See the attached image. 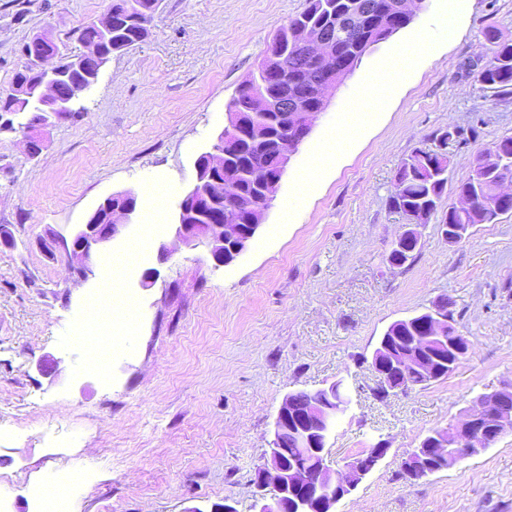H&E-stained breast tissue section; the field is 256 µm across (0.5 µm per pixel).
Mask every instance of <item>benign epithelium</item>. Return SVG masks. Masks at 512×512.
Listing matches in <instances>:
<instances>
[{
	"mask_svg": "<svg viewBox=\"0 0 512 512\" xmlns=\"http://www.w3.org/2000/svg\"><path fill=\"white\" fill-rule=\"evenodd\" d=\"M51 41L46 33L33 36L24 53V62L32 61L42 75L39 85L38 102L47 115L56 117L69 111L68 103L56 97V79L59 63L54 61L56 55L39 53L36 47ZM291 43L295 56L308 62L301 69L302 79L311 85V91L319 102V109H312L309 98L299 95L285 103L283 110L289 122L285 126L286 138L280 141L279 151L273 163L274 174L268 177L262 194L250 200L227 195L233 185L230 178L224 184L218 183L203 187L201 179H196L192 189L180 202L177 213L176 236L184 244L196 246L205 244L212 259L218 265H229L237 260L248 248L262 226L265 213L274 199L286 166L299 147L309 136L313 119L324 111L327 100L326 92L334 87L338 79L347 72L336 68L335 53L332 49L333 38L318 29L298 27L291 31ZM288 54V46L278 38H272L265 55L271 62L268 74L272 81L288 78L285 68L278 62ZM244 125L238 114H228L227 130L217 138L210 150L202 153L211 165L221 166L232 141L228 131ZM51 126L49 118H43L35 127H24L25 150L30 159L40 153L44 135ZM224 201V222L218 224H188L184 216L188 213L201 214L205 208L219 201ZM252 211L251 223H235L236 215L241 209ZM135 209L128 206L113 205L110 223H96V215L72 233L70 238L62 239L65 252L70 256L71 270L78 278L85 280L91 273L94 257L110 244L124 228L129 226L130 216ZM421 246L417 231L410 228L404 231L394 247L415 255ZM418 325V335L409 337L411 344L426 348L435 343L448 346V360L461 352L469 342L448 323V317L438 311L425 312L404 319ZM389 350V336H381L372 358V368L377 374L378 387L390 393L404 387L393 386L390 373L395 370L411 368L419 371L430 381L443 376V369L435 367L425 360L384 358ZM303 411L295 414L293 408L297 403V393L284 397L273 422L272 439L264 463L258 467L255 487L259 493L260 508L258 512H336V504L350 495L363 479L386 456L388 448L378 443L362 454L347 462L339 471H333L325 465V454L334 433L337 420L349 410L351 397L338 380L326 387L305 391ZM512 389H501L485 393L477 400L465 418L448 427L445 431L434 432L412 449L402 462V472L411 481L420 480L437 472L435 459H448V464L475 455L493 443L502 434L512 430ZM291 435L301 459L285 461L282 452L284 436ZM456 446V452L448 455L447 447ZM273 488V495L266 497L267 487Z\"/></svg>",
	"mask_w": 512,
	"mask_h": 512,
	"instance_id": "obj_1",
	"label": "benign epithelium"
}]
</instances>
